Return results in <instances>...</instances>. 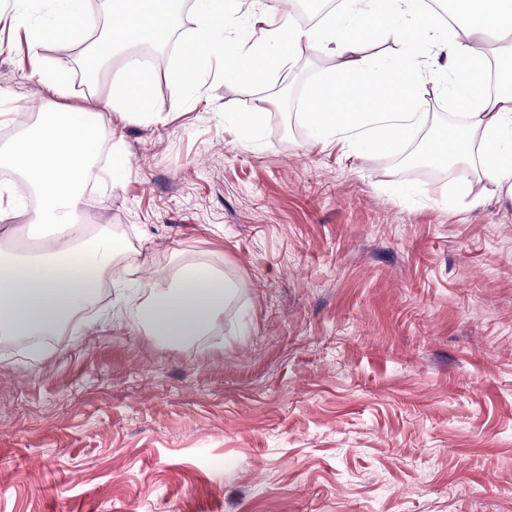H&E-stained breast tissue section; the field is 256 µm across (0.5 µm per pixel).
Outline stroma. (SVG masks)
<instances>
[{"label": "stroma", "mask_w": 512, "mask_h": 512, "mask_svg": "<svg viewBox=\"0 0 512 512\" xmlns=\"http://www.w3.org/2000/svg\"><path fill=\"white\" fill-rule=\"evenodd\" d=\"M0 0V148L45 95L31 51L64 71L67 112L86 42L32 45ZM195 15L157 51L150 118L113 129L95 222L143 268L214 265L238 284L209 334H140L133 288L98 299L92 329L0 338V512H512V200L452 210L459 175L405 160L457 108L428 84L433 122L389 150L312 144L303 112L335 71L297 45L262 88L206 61L182 102L169 81ZM269 100L253 135L241 114Z\"/></svg>", "instance_id": "stroma-1"}]
</instances>
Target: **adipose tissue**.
<instances>
[{
    "label": "adipose tissue",
    "mask_w": 512,
    "mask_h": 512,
    "mask_svg": "<svg viewBox=\"0 0 512 512\" xmlns=\"http://www.w3.org/2000/svg\"><path fill=\"white\" fill-rule=\"evenodd\" d=\"M51 17L38 22L20 10L15 22L42 37L69 45L90 24L86 0H48ZM198 28L192 54L182 68L196 72L208 55L223 51L231 70H248L249 58L224 38L223 0H194ZM109 22L99 46L87 52L83 64L97 72L125 52L167 28L175 0H105ZM277 30L263 51L270 68L288 73L291 51L299 42L315 50H330L336 76L310 92L306 115L313 143L327 149L342 144L355 149L375 147L418 132L428 125L423 89L437 70L417 65L391 67L379 74L368 67L361 46L370 38L413 43L426 17L425 0H341L324 26L300 27L291 0H279ZM450 23L430 44L444 54L449 94L460 104L461 124L434 137L435 152L458 168L461 188L450 204L473 208L488 195L512 200V56L499 55L496 92L486 89L491 36H512V0H448ZM150 83L143 71H127L112 85L102 108L126 114L129 104L147 112ZM100 129L88 114L50 110L27 125L0 152V164L16 169L33 187L39 206L28 214L25 227H55V235L36 255L17 256L0 249V333L32 336L54 333L91 306L104 277L122 281L125 270L111 231L104 226L91 234L73 221L82 204L81 186L95 175L89 160ZM138 298L128 308L133 326L168 344H181L206 334L237 293L235 282L204 263H187L168 270L155 268L136 280Z\"/></svg>",
    "instance_id": "ef3b65f1"
}]
</instances>
